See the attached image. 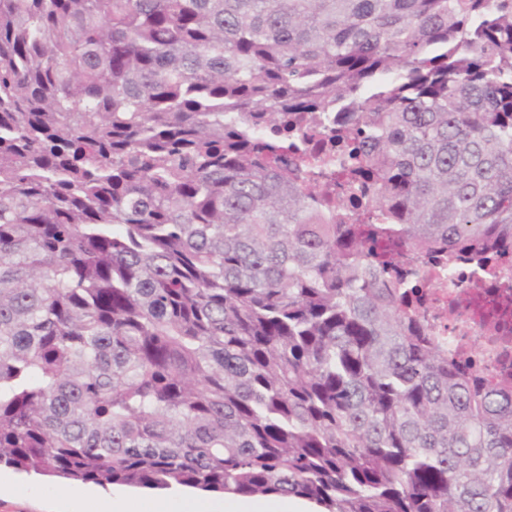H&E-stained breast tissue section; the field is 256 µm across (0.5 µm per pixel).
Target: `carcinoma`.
Instances as JSON below:
<instances>
[{
	"label": "carcinoma",
	"mask_w": 512,
	"mask_h": 512,
	"mask_svg": "<svg viewBox=\"0 0 512 512\" xmlns=\"http://www.w3.org/2000/svg\"><path fill=\"white\" fill-rule=\"evenodd\" d=\"M493 248L512 0H0V465L512 512V375L393 278Z\"/></svg>",
	"instance_id": "obj_1"
}]
</instances>
